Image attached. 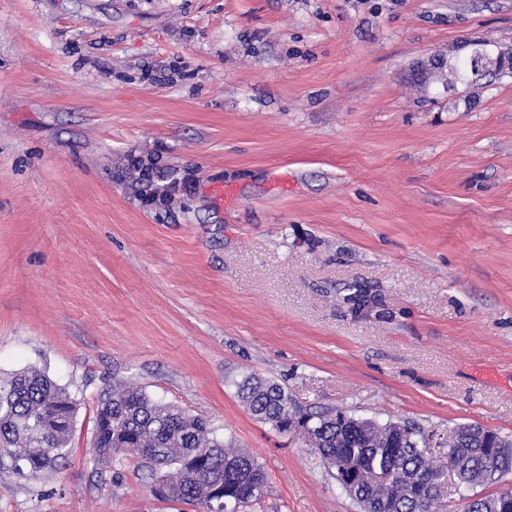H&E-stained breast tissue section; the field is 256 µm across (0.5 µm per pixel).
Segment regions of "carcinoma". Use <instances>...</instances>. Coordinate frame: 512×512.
<instances>
[{
	"label": "carcinoma",
	"instance_id": "carcinoma-1",
	"mask_svg": "<svg viewBox=\"0 0 512 512\" xmlns=\"http://www.w3.org/2000/svg\"><path fill=\"white\" fill-rule=\"evenodd\" d=\"M135 183L169 202L170 184L159 179ZM237 397L257 420L282 434L292 424L304 427L312 446L335 470L340 485L349 484V470L360 479L351 499L361 512L390 507L392 512H437L448 480V464L419 448L416 428L380 424L342 410L308 412L284 388L267 379L246 377L234 382ZM76 405L70 395L36 370L0 379V453L17 470L38 474L51 469L45 446L67 447ZM94 447L102 459L134 454L156 475L164 500L198 507L197 512H245L268 491L264 468L247 451L213 436L207 419L152 399L142 388L116 383L99 397ZM193 449L205 453L197 468L185 463ZM448 455L459 468L461 484L474 489L512 471V442L479 426L459 425L449 435ZM224 488V504L210 505L212 489ZM465 512H512V491L475 497Z\"/></svg>",
	"mask_w": 512,
	"mask_h": 512
}]
</instances>
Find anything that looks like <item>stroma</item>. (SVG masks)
Instances as JSON below:
<instances>
[{"instance_id":"stroma-1","label":"stroma","mask_w":512,"mask_h":512,"mask_svg":"<svg viewBox=\"0 0 512 512\" xmlns=\"http://www.w3.org/2000/svg\"><path fill=\"white\" fill-rule=\"evenodd\" d=\"M475 41L512 46V0H0V376L77 403L52 470L0 462V512H196L98 461L118 381L247 449L249 512L359 509L248 375L441 459L512 440V78L415 81Z\"/></svg>"}]
</instances>
